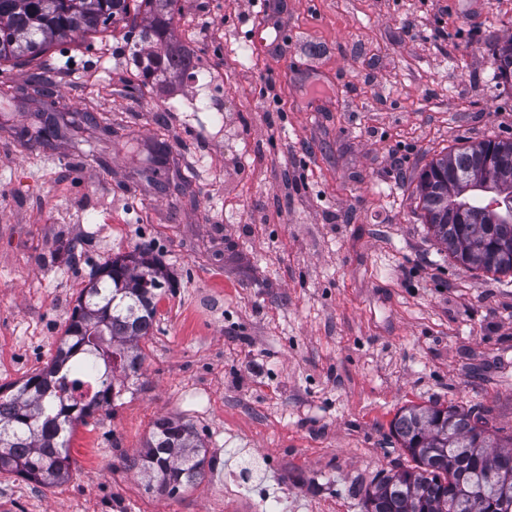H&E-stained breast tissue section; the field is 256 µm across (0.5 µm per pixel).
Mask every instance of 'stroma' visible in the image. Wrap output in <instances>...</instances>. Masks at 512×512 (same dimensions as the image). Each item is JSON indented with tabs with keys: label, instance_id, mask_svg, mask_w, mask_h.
Wrapping results in <instances>:
<instances>
[{
	"label": "stroma",
	"instance_id": "35a3bbf8",
	"mask_svg": "<svg viewBox=\"0 0 512 512\" xmlns=\"http://www.w3.org/2000/svg\"><path fill=\"white\" fill-rule=\"evenodd\" d=\"M147 23L0 65V392L46 365L106 262L145 246L169 280L134 392L75 426L62 484L0 475V512H265L225 497L237 456L278 512H363L359 487L414 465L402 408L512 434V277L450 258L416 191L440 153L512 139L493 76L512 0H176L170 46L221 78L218 121L180 108L184 77L133 90ZM259 27L266 49L235 67ZM47 111L98 123L34 138ZM162 416L216 461L172 496L125 464Z\"/></svg>",
	"mask_w": 512,
	"mask_h": 512
}]
</instances>
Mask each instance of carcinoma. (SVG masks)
I'll list each match as a JSON object with an SVG mask.
<instances>
[{
	"label": "carcinoma",
	"instance_id": "cac0c4a2",
	"mask_svg": "<svg viewBox=\"0 0 512 512\" xmlns=\"http://www.w3.org/2000/svg\"><path fill=\"white\" fill-rule=\"evenodd\" d=\"M175 0H0V62L32 58L76 33L106 30L129 11L144 13L131 51L171 36ZM194 68L184 52L146 57L141 76ZM496 77L512 79V38L495 55ZM423 218L435 240L471 270L512 273V140L487 139L433 160L417 184ZM145 247L104 264L77 300L65 336L38 373L0 396V473L44 488L69 477L67 438L74 426L110 407L143 375L138 341L155 323L166 276ZM93 373V394L81 392ZM392 433L417 462L414 471L386 474L361 491L365 512H512V435L480 421L475 410L407 408ZM132 466L145 487L173 495L213 468L194 426L177 417L153 423ZM485 488L472 510L467 490Z\"/></svg>",
	"mask_w": 512,
	"mask_h": 512
}]
</instances>
